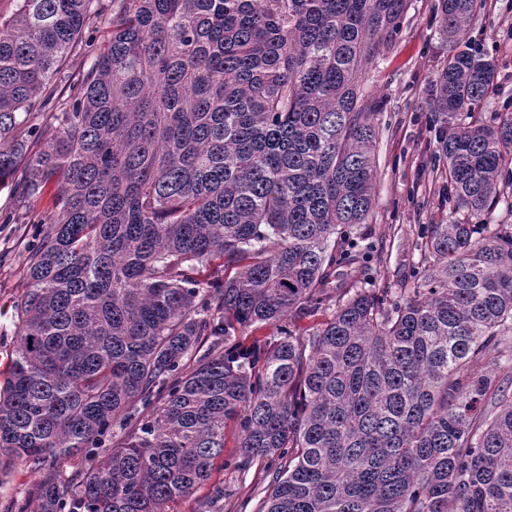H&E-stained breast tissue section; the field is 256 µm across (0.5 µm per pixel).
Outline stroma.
<instances>
[{
	"label": "stroma",
	"mask_w": 512,
	"mask_h": 512,
	"mask_svg": "<svg viewBox=\"0 0 512 512\" xmlns=\"http://www.w3.org/2000/svg\"><path fill=\"white\" fill-rule=\"evenodd\" d=\"M438 0H411L390 51L364 74L366 90L383 106L375 117L379 136L375 148L376 193L365 232L382 261L371 262L376 287H395L419 255L412 244L424 224L440 223L449 212L442 196L448 179L444 165L435 164L440 127L428 106L432 79L448 56L439 35ZM471 47L492 60L496 80L474 117L489 122L512 113V0H477L467 32ZM16 169L10 186L0 188V371L9 364L17 338L13 303L25 288V258L37 241L39 224L55 211L54 189L29 200L28 221L5 223L17 199L14 183L23 181ZM237 426L224 430V464L215 465L211 479L224 485V512H258L269 477L265 461H254L245 472L232 469L236 457Z\"/></svg>",
	"instance_id": "obj_1"
}]
</instances>
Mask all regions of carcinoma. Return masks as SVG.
<instances>
[{
    "label": "carcinoma",
    "instance_id": "1",
    "mask_svg": "<svg viewBox=\"0 0 512 512\" xmlns=\"http://www.w3.org/2000/svg\"><path fill=\"white\" fill-rule=\"evenodd\" d=\"M410 2L16 0L0 16V184L23 164L21 199L53 185L57 209L0 388V470L38 480L4 512H178L231 420L233 468H271L259 512H512V224L486 222L512 213V114L460 122L495 77L463 47L475 0L438 6L446 222L421 227L411 283L331 287L372 258L381 101L360 77ZM93 16L112 36L72 83ZM42 105L52 123L33 128ZM491 345L502 360L475 372ZM198 512H224V483Z\"/></svg>",
    "mask_w": 512,
    "mask_h": 512
}]
</instances>
